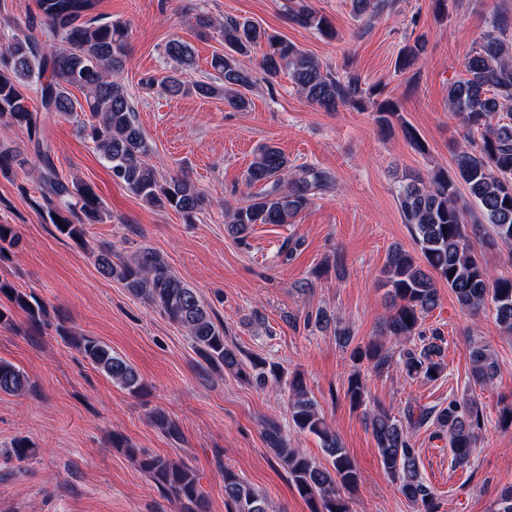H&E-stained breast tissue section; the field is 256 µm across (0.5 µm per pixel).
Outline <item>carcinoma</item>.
I'll return each instance as SVG.
<instances>
[{"instance_id": "cac0c4a2", "label": "carcinoma", "mask_w": 512, "mask_h": 512, "mask_svg": "<svg viewBox=\"0 0 512 512\" xmlns=\"http://www.w3.org/2000/svg\"><path fill=\"white\" fill-rule=\"evenodd\" d=\"M37 6L60 44L41 46L30 35L17 33L0 49V128L25 130L39 162L41 208L51 223L60 234L82 243L85 225L100 223L106 216L103 200L90 186L58 174L43 141L45 115L65 116L77 110L90 112L82 132L116 184L153 207L176 211L186 224L196 223L202 203L200 192L184 177L159 176L148 162L150 147L137 124L130 94L118 78L127 53V24L97 19V0H37ZM388 6L389 0H351L354 18L365 26ZM289 20L329 38L334 36L327 18L310 6L291 10ZM194 23L199 33L216 32L224 41V53L213 55L210 61L216 78L190 84L182 81L178 74L194 66V51L189 44L172 39L165 46L171 74L161 82L170 96L222 97L234 109H247L250 101L244 91L255 85L256 76L241 64V58L262 46L265 50L259 68L267 79L288 72L298 92L325 110L339 106L364 110L381 94L379 86L365 85L357 72L349 70L335 76L314 56L250 20L227 17L221 22L199 12ZM424 51L425 42L420 38L406 44L394 70L404 73L414 68ZM465 71L466 77L448 88V108L464 130L463 142L455 148L454 166L449 170L438 167L426 177L405 174L397 190L404 223L414 235L420 256L397 245L387 253L383 274L390 311L382 323V333L397 340L422 337V347L399 351L397 365L410 378L435 380L445 368L441 331L422 330L424 318L439 303L438 280L448 285L464 310L479 311L491 303L496 324L512 334V277L493 276L481 251L498 242L512 246V121H494L504 104L512 101V15L495 13L491 29L468 57ZM32 86L38 93V108L30 105L28 90ZM73 88L82 92L84 101L72 97ZM374 106V120L381 130L398 126L416 150H425L416 130L403 119L397 102L387 99ZM476 132L480 133L478 142L472 139ZM26 164L28 159L21 152L0 149L1 173H12ZM245 181L258 191L246 203L225 212L226 228L239 242L245 241L257 224L291 223L315 195L335 185L331 172L314 164L297 165L270 144L259 147ZM462 186L468 190L467 202L462 200ZM93 256L102 276L117 279L132 295L183 327L207 363L258 385L280 377V367L264 358L242 362L237 350L225 342L224 327L213 321L196 291L172 272L159 252L145 249L126 259L102 248ZM0 294L25 312L32 323L44 321V306L27 293L1 280ZM69 339L113 383L136 395L146 393V384L136 369L112 354L108 346L90 336L71 334ZM469 356L474 383L493 384L498 366L486 346H470ZM351 358L376 370L388 368L392 362L389 351L377 340L355 346ZM29 387L24 371L0 360V393L20 394ZM366 396L360 374H351L346 390L351 406H363ZM288 415L298 432L319 439L331 459L328 468L288 447L281 428L274 423L264 430L266 442L288 469L309 512H350L342 492L358 484L357 468L299 374L288 382ZM430 415L421 409L403 422L383 408L368 412L383 469L398 481L400 493L421 505L423 512H437L435 498L420 475L408 427L424 424ZM153 421L168 437H180L179 425L167 415L157 412ZM434 421L448 435L455 461L466 462L485 426L481 406L467 397L452 398ZM112 444L124 449L156 485L186 503L189 512H206L195 470L134 448L121 438H113ZM224 497L234 505V512H267L266 498L228 468L224 469Z\"/></svg>"}]
</instances>
